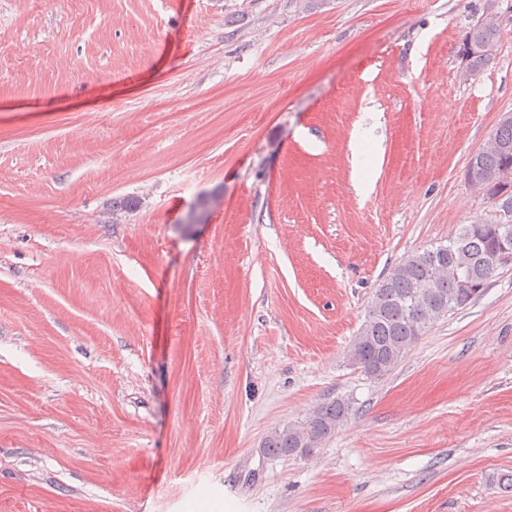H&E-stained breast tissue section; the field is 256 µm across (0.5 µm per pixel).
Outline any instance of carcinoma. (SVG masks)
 <instances>
[{"label":"carcinoma","instance_id":"carcinoma-1","mask_svg":"<svg viewBox=\"0 0 512 512\" xmlns=\"http://www.w3.org/2000/svg\"><path fill=\"white\" fill-rule=\"evenodd\" d=\"M500 29L487 21L469 27L462 46L495 48ZM494 145L477 156L479 188L512 214V182L491 175L512 168V119H502L491 134ZM495 243L494 225L465 224L448 244L414 252L397 264L375 289L365 320L348 351V361L368 377L381 379L398 365L426 328L477 298L496 272L489 262ZM467 273L472 288L458 287L457 274ZM350 404L337 398L317 405L303 420L269 433L263 448L276 458L310 457L347 421Z\"/></svg>","mask_w":512,"mask_h":512}]
</instances>
